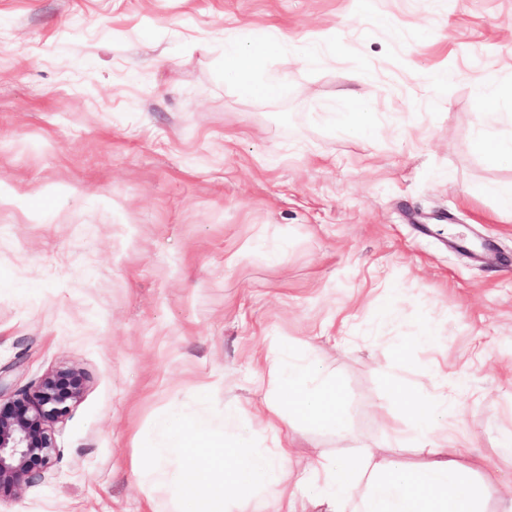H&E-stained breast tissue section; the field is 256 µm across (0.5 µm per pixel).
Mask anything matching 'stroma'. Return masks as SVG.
<instances>
[{
  "instance_id": "obj_1",
  "label": "stroma",
  "mask_w": 512,
  "mask_h": 512,
  "mask_svg": "<svg viewBox=\"0 0 512 512\" xmlns=\"http://www.w3.org/2000/svg\"><path fill=\"white\" fill-rule=\"evenodd\" d=\"M258 34L288 74L270 100L224 81L225 42ZM488 80L512 88V0H0V368L85 384L0 512H181L141 485L144 440L176 416L272 447L255 410L289 406L266 357L343 396L345 434L289 425L296 474L424 461L390 386L463 381L448 432L503 512L512 162L475 145ZM352 91L382 134L354 133Z\"/></svg>"
}]
</instances>
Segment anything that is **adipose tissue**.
I'll list each match as a JSON object with an SVG mask.
<instances>
[{
  "label": "adipose tissue",
  "instance_id": "1",
  "mask_svg": "<svg viewBox=\"0 0 512 512\" xmlns=\"http://www.w3.org/2000/svg\"><path fill=\"white\" fill-rule=\"evenodd\" d=\"M277 49V42L267 37L245 47L225 44V83L248 99L278 96L284 80L268 74V60ZM477 94L482 101L477 145L512 161V137L493 132L504 92L482 85ZM265 368L296 415L345 432L342 395L336 386H313L314 373L307 365L269 359ZM395 396L427 440L424 463L410 464L398 457L369 460L362 479L357 480L352 476L353 465L320 454L308 471L297 475V486L317 490L322 512H487L486 500L472 477L481 470V461L463 457L447 440L434 436L456 408L452 397L420 400L401 388ZM292 455V447L282 439L265 451L250 449L244 438L232 445L215 444L201 424L184 421L168 428L161 441L145 442L138 474L148 489L175 487L184 499L183 512H224L229 495L256 489L271 494L277 512H297L295 499L279 490ZM171 456L177 461L172 471L165 465Z\"/></svg>",
  "mask_w": 512,
  "mask_h": 512
}]
</instances>
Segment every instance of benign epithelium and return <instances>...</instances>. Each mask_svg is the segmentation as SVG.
I'll list each match as a JSON object with an SVG mask.
<instances>
[{
  "label": "benign epithelium",
  "mask_w": 512,
  "mask_h": 512,
  "mask_svg": "<svg viewBox=\"0 0 512 512\" xmlns=\"http://www.w3.org/2000/svg\"><path fill=\"white\" fill-rule=\"evenodd\" d=\"M84 391L71 370L48 374L32 396L0 387V488L12 489L50 467L57 453L51 426Z\"/></svg>",
  "instance_id": "obj_1"
}]
</instances>
